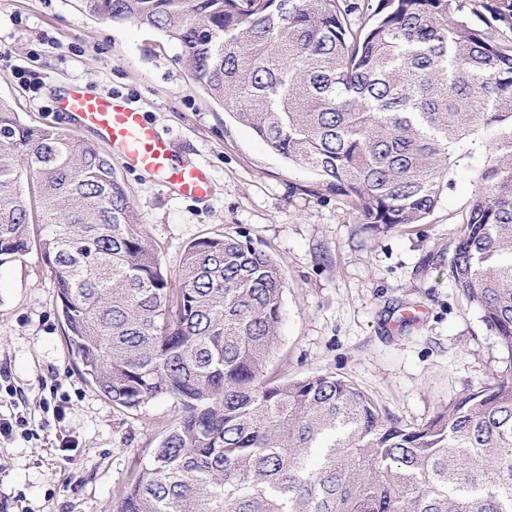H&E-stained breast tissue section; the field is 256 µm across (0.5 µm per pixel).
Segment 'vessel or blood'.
<instances>
[{
	"mask_svg": "<svg viewBox=\"0 0 512 512\" xmlns=\"http://www.w3.org/2000/svg\"><path fill=\"white\" fill-rule=\"evenodd\" d=\"M63 111L76 123L94 131L125 167L156 176L181 194L206 196L209 190L202 170L175 159L172 142L160 135L145 113L131 107L127 98L112 94L96 96L72 87L62 100Z\"/></svg>",
	"mask_w": 512,
	"mask_h": 512,
	"instance_id": "obj_1",
	"label": "vessel or blood"
}]
</instances>
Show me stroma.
<instances>
[{
    "label": "stroma",
    "mask_w": 512,
    "mask_h": 512,
    "mask_svg": "<svg viewBox=\"0 0 512 512\" xmlns=\"http://www.w3.org/2000/svg\"><path fill=\"white\" fill-rule=\"evenodd\" d=\"M75 84L129 97L210 175V193L196 200L113 163L169 279L188 244L208 236L247 234L280 265L283 316L267 379L332 372L410 424L493 381L497 340L447 276L472 197L468 172L426 223L368 233L344 196L196 88L177 42L92 19L76 0H0V98L25 122L70 129L59 100ZM2 371L0 411L25 416L32 432L0 439V512H112L179 417L165 396L125 412L84 379L36 250L0 265Z\"/></svg>",
    "instance_id": "obj_1"
}]
</instances>
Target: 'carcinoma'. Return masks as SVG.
<instances>
[{"label": "carcinoma", "instance_id": "cac0c4a2", "mask_svg": "<svg viewBox=\"0 0 512 512\" xmlns=\"http://www.w3.org/2000/svg\"><path fill=\"white\" fill-rule=\"evenodd\" d=\"M78 3L176 41L193 85L374 234L425 223L472 171L448 279L502 352L492 383L417 426L333 373L267 380L279 264L203 237L172 284L112 157L0 99V264L40 251L113 406L182 409L116 512H512V0H367V23L354 0Z\"/></svg>", "mask_w": 512, "mask_h": 512}]
</instances>
